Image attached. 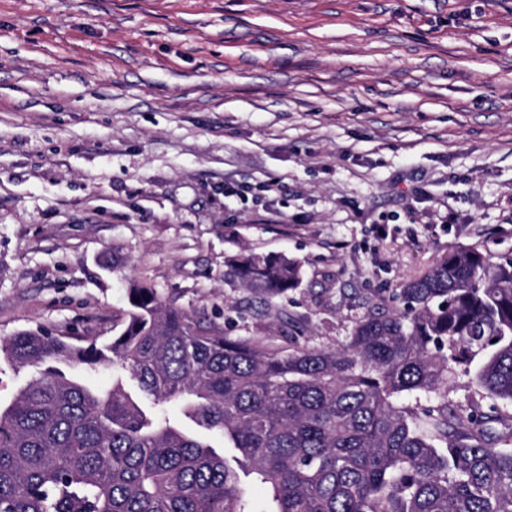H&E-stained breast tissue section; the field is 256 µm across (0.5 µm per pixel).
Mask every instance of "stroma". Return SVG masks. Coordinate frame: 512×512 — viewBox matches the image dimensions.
Segmentation results:
<instances>
[{"label":"stroma","mask_w":512,"mask_h":512,"mask_svg":"<svg viewBox=\"0 0 512 512\" xmlns=\"http://www.w3.org/2000/svg\"><path fill=\"white\" fill-rule=\"evenodd\" d=\"M471 245L512 258V0H0V339L106 344L133 278L333 346ZM227 265L246 288L268 301L296 288L302 279L301 263L284 254L240 253L230 256Z\"/></svg>","instance_id":"1"}]
</instances>
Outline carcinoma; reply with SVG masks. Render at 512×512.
Segmentation results:
<instances>
[{
    "label": "carcinoma",
    "instance_id": "carcinoma-1",
    "mask_svg": "<svg viewBox=\"0 0 512 512\" xmlns=\"http://www.w3.org/2000/svg\"><path fill=\"white\" fill-rule=\"evenodd\" d=\"M227 265L268 301L302 279L284 254ZM396 296L401 308L373 306L344 343L310 347L294 331L232 336L131 280L106 345L1 339L0 362L37 375L0 406V512H261L243 475L272 512H512L509 416L447 394L461 371L512 404V259L451 251ZM175 408L231 444L236 466L180 430Z\"/></svg>",
    "mask_w": 512,
    "mask_h": 512
}]
</instances>
